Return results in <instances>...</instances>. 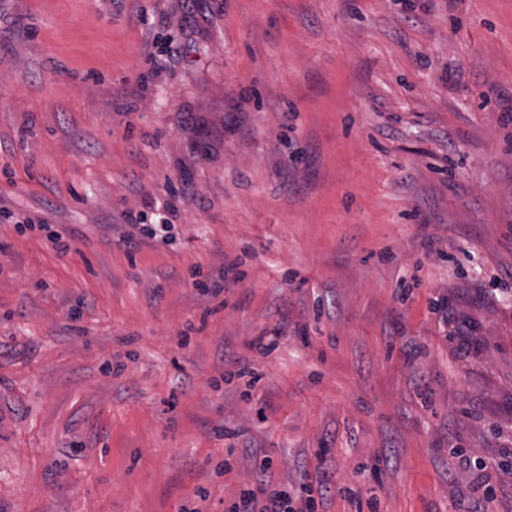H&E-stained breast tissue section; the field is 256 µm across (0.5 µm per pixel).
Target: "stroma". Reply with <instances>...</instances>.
Segmentation results:
<instances>
[{
	"label": "stroma",
	"instance_id": "stroma-1",
	"mask_svg": "<svg viewBox=\"0 0 512 512\" xmlns=\"http://www.w3.org/2000/svg\"><path fill=\"white\" fill-rule=\"evenodd\" d=\"M1 243L0 512H512V0H0ZM256 507L257 495L249 491L240 495L231 512H302L295 507L294 498L284 490L270 491L266 503L259 510Z\"/></svg>",
	"mask_w": 512,
	"mask_h": 512
}]
</instances>
